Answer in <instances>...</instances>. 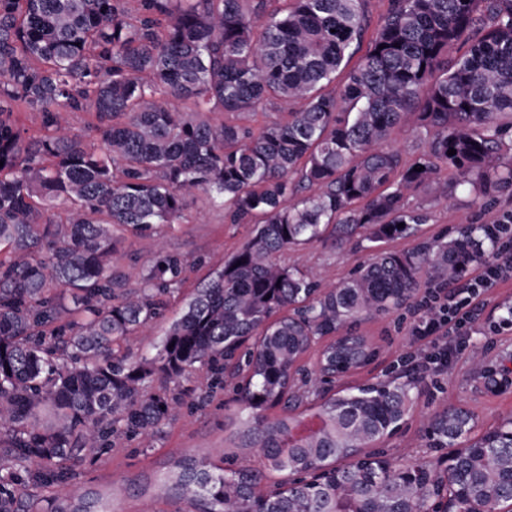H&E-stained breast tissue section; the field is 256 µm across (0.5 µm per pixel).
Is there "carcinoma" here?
I'll return each instance as SVG.
<instances>
[{"label": "carcinoma", "mask_w": 512, "mask_h": 512, "mask_svg": "<svg viewBox=\"0 0 512 512\" xmlns=\"http://www.w3.org/2000/svg\"><path fill=\"white\" fill-rule=\"evenodd\" d=\"M386 2L374 23L370 0H0V512H44L31 490L161 432L226 376L240 447L293 479L266 491L253 469L175 459L163 487L195 512H512V418L476 436L472 411L436 414L430 437L453 449L440 472L364 453L405 421L414 381L289 395L316 340L330 338L325 379L369 365L376 348L337 331L492 251L479 224L386 248L432 221L414 194L449 171L446 203L467 184L512 221L496 209L512 192V0ZM268 106L287 117L228 119ZM77 112L100 142L74 132ZM411 122L425 138L407 156L393 139ZM196 192L253 228L157 356H135L127 343L163 318L188 261L160 254L131 287L112 269L120 233L154 237ZM325 238L373 252L328 291L279 262ZM49 512L110 510L97 497Z\"/></svg>", "instance_id": "cac0c4a2"}]
</instances>
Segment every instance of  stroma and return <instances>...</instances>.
Returning <instances> with one entry per match:
<instances>
[{"mask_svg": "<svg viewBox=\"0 0 512 512\" xmlns=\"http://www.w3.org/2000/svg\"><path fill=\"white\" fill-rule=\"evenodd\" d=\"M439 193V187L435 186L421 196L424 203L431 205L435 218L434 223L423 225V236L452 233L461 225L483 224L492 218L491 213L480 207L469 186L458 187L456 202L451 207L436 203ZM250 230L247 224L225 223L223 210L208 207L204 197L198 196L189 200L183 222L165 229L157 240L142 241L129 236L118 245L112 265L132 282L138 280L156 252L175 253L189 262L186 281L181 290L171 295L164 319L134 338L133 352L156 355L163 331L169 321L179 315L195 285L221 268ZM369 257V252L356 249L354 245L339 250L325 239L285 254L282 261L287 265L316 267L321 288L328 289L349 277ZM510 305L512 284L489 291L488 302L479 311L467 338L465 352L454 361L446 377L420 379L418 397L409 416L396 434L377 445V452L395 463L414 459L433 463L445 460V452L432 447L428 430L434 414L451 405L470 409L483 428L512 417V316L506 313ZM420 315V310L409 304L388 315L358 323L356 332L370 336L377 348V357L370 365L328 384V392L404 375L411 367L405 358L411 349L408 330ZM240 408L232 386H225L206 402L185 410L156 436L122 443L108 460L85 463L74 481L41 491L40 496L74 501L97 491L113 496L116 512H143L149 500L154 501L155 512H187L185 503L167 498L163 490L143 496L141 484L147 480L157 481L173 458L190 453L208 458L221 467L262 468L263 459L258 451H239L228 440L229 422Z\"/></svg>", "mask_w": 512, "mask_h": 512, "instance_id": "35a3bbf8", "label": "stroma"}]
</instances>
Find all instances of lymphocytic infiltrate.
I'll return each mask as SVG.
<instances>
[{
    "label": "lymphocytic infiltrate",
    "mask_w": 512,
    "mask_h": 512,
    "mask_svg": "<svg viewBox=\"0 0 512 512\" xmlns=\"http://www.w3.org/2000/svg\"><path fill=\"white\" fill-rule=\"evenodd\" d=\"M493 253L478 274L459 289L442 283L425 288L419 301L420 317L410 329L413 355L422 374L438 377L449 362L462 354L463 338L475 323L487 293L500 283L512 282V224L484 225Z\"/></svg>",
    "instance_id": "f902f5d3"
}]
</instances>
